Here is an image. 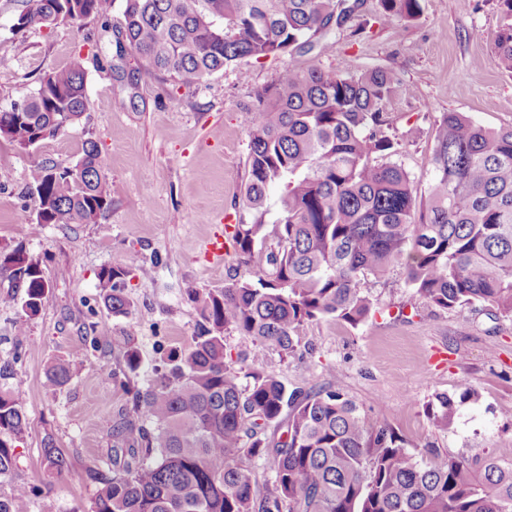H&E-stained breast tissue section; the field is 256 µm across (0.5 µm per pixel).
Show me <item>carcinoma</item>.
Wrapping results in <instances>:
<instances>
[{
    "label": "carcinoma",
    "mask_w": 512,
    "mask_h": 512,
    "mask_svg": "<svg viewBox=\"0 0 512 512\" xmlns=\"http://www.w3.org/2000/svg\"><path fill=\"white\" fill-rule=\"evenodd\" d=\"M112 2L28 0L13 28L105 17ZM496 6L494 63L512 74V0ZM357 7L358 0H124L120 34L143 77L200 81L238 59L310 48ZM379 7V20L411 21L422 11L421 0H379ZM397 87L383 68L343 75L288 66L241 106L249 137L241 206L251 222L234 225L231 239L239 262L256 267L255 279L188 290L202 324L146 384L137 381L138 349L125 348L112 380L129 395L135 418L117 421L112 436L133 450V461L110 472L87 468L96 487L91 512H512V463L436 449L419 460L343 387L290 391L273 375L226 360L228 329L259 352L292 356L310 321L362 324L372 300L361 281L395 266L438 308L479 303L512 318V127L493 130L460 112L442 113L429 191L419 197L415 176L393 160L398 142L385 104ZM90 110L85 70L75 61L43 77L20 108L0 106V138L27 151ZM32 179L41 224H91L112 204L93 141L72 168L33 160ZM274 184L282 188L281 213L268 223ZM149 275L145 267L99 272L113 315L131 312L127 281ZM0 279L13 288L0 304L25 305L17 326L23 336L45 298L42 267L22 246L0 244ZM81 358L75 351L55 361L47 381L68 384ZM455 402L446 393L427 402L436 427H452ZM285 410L286 439L258 434L264 425L279 428ZM26 427L17 393L1 386L0 476L12 471L11 442ZM43 451L50 474L62 478L66 453L50 435ZM255 460L273 473L261 497L248 470ZM27 497L23 487L0 495V512H27Z\"/></svg>",
    "instance_id": "cac0c4a2"
}]
</instances>
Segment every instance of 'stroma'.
I'll use <instances>...</instances> for the list:
<instances>
[{
    "instance_id": "stroma-1",
    "label": "stroma",
    "mask_w": 512,
    "mask_h": 512,
    "mask_svg": "<svg viewBox=\"0 0 512 512\" xmlns=\"http://www.w3.org/2000/svg\"><path fill=\"white\" fill-rule=\"evenodd\" d=\"M24 0H0V105L19 102L45 75L81 62L92 108L33 154L0 138V243L22 245L38 260L48 289L25 339L15 324L20 307L0 306V366L11 365L27 428L13 443L14 469L0 477V493L26 486L28 512H90L95 487L87 467L113 469L127 460L112 438V424L129 413L127 395L107 371L127 344L137 347L139 383L172 349L187 347L199 316L188 289H218L247 279L250 267L225 254L209 263L204 241L227 234L244 212L249 139L243 102L289 65L318 66L341 74L387 68L400 80L386 110L398 139V159L427 194L436 123L444 112H462L492 128L512 126V74L492 62L499 30L495 0H422L413 22H372L378 0L360 9L332 37L279 58H243L204 81L182 83L160 75L142 78L132 51L118 53L123 0L108 17L53 28L33 24L14 31ZM366 32H359L360 23ZM481 70H474L477 60ZM98 144L111 183L112 205L93 224H41L26 199L32 162L73 167L85 141ZM152 200L144 202L143 187ZM150 268L131 279L129 316L116 317L98 288L102 268ZM375 308L353 327L322 319L304 325L302 352L257 353L251 340L224 333L234 365L276 376L288 389L342 386L368 418L387 422L417 457L430 449L471 459L512 461V320L479 304L448 312L425 303L401 269L361 283ZM81 351L72 380L56 389L46 380L55 359ZM480 399L456 406L453 426L437 429L424 408L432 395H456L462 383ZM52 434L69 458L62 479L51 480L42 438Z\"/></svg>"
}]
</instances>
